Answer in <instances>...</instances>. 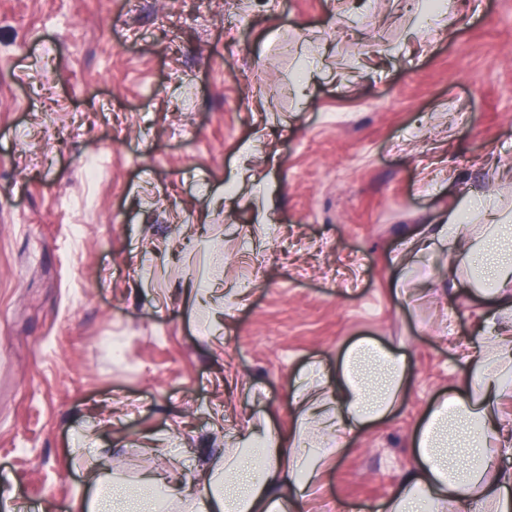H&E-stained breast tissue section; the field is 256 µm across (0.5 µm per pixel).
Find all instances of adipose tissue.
I'll list each match as a JSON object with an SVG mask.
<instances>
[{"instance_id":"adipose-tissue-1","label":"adipose tissue","mask_w":512,"mask_h":512,"mask_svg":"<svg viewBox=\"0 0 512 512\" xmlns=\"http://www.w3.org/2000/svg\"><path fill=\"white\" fill-rule=\"evenodd\" d=\"M509 224L485 225L474 235L466 212L454 209L438 234L453 260L452 287L471 289L494 313L512 316V255L485 264L480 281L465 274L477 255H488ZM465 384L430 411L415 440L414 469L387 504V512H449L480 503L485 512H512V474L492 476L495 459L512 458V433L499 408L512 393V334L492 337L470 358ZM406 357L371 338L353 341L336 360L334 373L311 364L296 379L295 419L288 434L273 426L249 432L242 446L218 465L212 489L173 487L167 498L177 512H278L302 502L337 456L346 433L391 411L402 386ZM333 380L329 399L307 394L309 379Z\"/></svg>"}]
</instances>
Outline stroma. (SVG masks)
Wrapping results in <instances>:
<instances>
[{
    "label": "stroma",
    "mask_w": 512,
    "mask_h": 512,
    "mask_svg": "<svg viewBox=\"0 0 512 512\" xmlns=\"http://www.w3.org/2000/svg\"><path fill=\"white\" fill-rule=\"evenodd\" d=\"M479 197L512 223V0H0V512L201 488L360 337L406 384L304 512H381L490 333L412 250ZM128 512L115 491V481L105 476L96 485L87 512Z\"/></svg>",
    "instance_id": "1"
}]
</instances>
